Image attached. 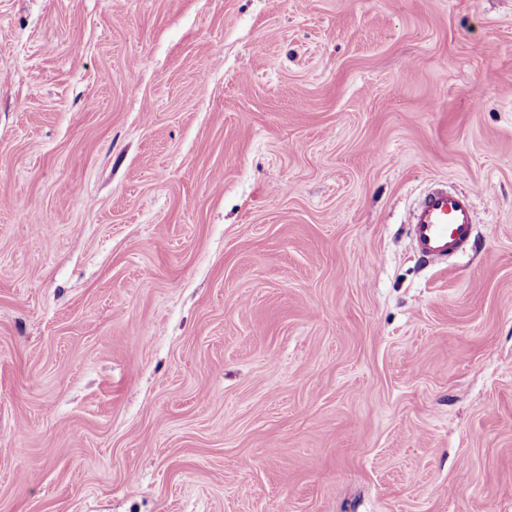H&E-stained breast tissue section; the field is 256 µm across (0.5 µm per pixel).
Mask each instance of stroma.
Returning <instances> with one entry per match:
<instances>
[{
	"label": "stroma",
	"instance_id": "1",
	"mask_svg": "<svg viewBox=\"0 0 512 512\" xmlns=\"http://www.w3.org/2000/svg\"><path fill=\"white\" fill-rule=\"evenodd\" d=\"M0 512H512V0H0ZM476 208L470 193L435 190L417 206L411 222L415 250L426 263L441 262L448 254L475 244Z\"/></svg>",
	"mask_w": 512,
	"mask_h": 512
}]
</instances>
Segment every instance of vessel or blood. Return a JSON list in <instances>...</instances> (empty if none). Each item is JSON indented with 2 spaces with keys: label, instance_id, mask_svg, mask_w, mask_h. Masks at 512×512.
Here are the masks:
<instances>
[{
  "label": "vessel or blood",
  "instance_id": "obj_1",
  "mask_svg": "<svg viewBox=\"0 0 512 512\" xmlns=\"http://www.w3.org/2000/svg\"><path fill=\"white\" fill-rule=\"evenodd\" d=\"M475 227L473 196L435 190L417 206L411 237L424 262L438 263L448 254L465 250L472 244Z\"/></svg>",
  "mask_w": 512,
  "mask_h": 512
}]
</instances>
